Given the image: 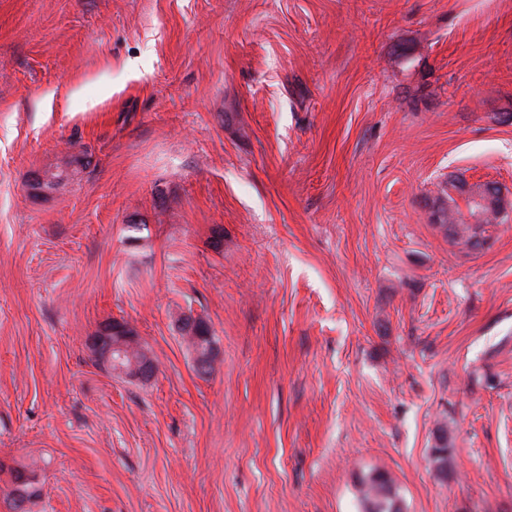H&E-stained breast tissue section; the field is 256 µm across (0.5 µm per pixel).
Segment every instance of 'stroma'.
<instances>
[{
  "instance_id": "stroma-1",
  "label": "stroma",
  "mask_w": 512,
  "mask_h": 512,
  "mask_svg": "<svg viewBox=\"0 0 512 512\" xmlns=\"http://www.w3.org/2000/svg\"><path fill=\"white\" fill-rule=\"evenodd\" d=\"M455 176L512 203V0H0V490L360 512L380 471L512 512V222L452 243ZM112 320L149 380L94 356ZM189 330L191 337L195 340L194 349L195 366L200 371H207L213 360L215 347L210 342V329L206 322L201 319L190 320Z\"/></svg>"
}]
</instances>
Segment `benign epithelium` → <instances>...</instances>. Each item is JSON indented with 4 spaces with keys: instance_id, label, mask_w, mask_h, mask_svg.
<instances>
[{
    "instance_id": "7a95c632",
    "label": "benign epithelium",
    "mask_w": 512,
    "mask_h": 512,
    "mask_svg": "<svg viewBox=\"0 0 512 512\" xmlns=\"http://www.w3.org/2000/svg\"><path fill=\"white\" fill-rule=\"evenodd\" d=\"M454 194L462 203L465 221L468 224L481 223L482 209L488 206L497 207L502 217L512 216L500 188L489 181L459 182ZM189 330L196 342L195 366L200 371H206L215 352L214 345L210 344L209 326L201 319L191 320ZM91 348L96 358L106 363L113 373L140 379L149 378L151 357L148 351L137 343L136 337L129 333V327L125 324L114 321L102 326L96 336L92 337Z\"/></svg>"
}]
</instances>
